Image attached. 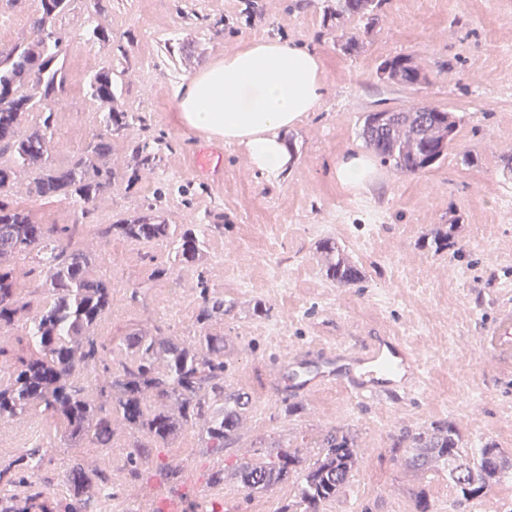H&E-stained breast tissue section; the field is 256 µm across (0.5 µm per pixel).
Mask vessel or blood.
<instances>
[{"instance_id":"vessel-or-blood-1","label":"vessel or blood","mask_w":512,"mask_h":512,"mask_svg":"<svg viewBox=\"0 0 512 512\" xmlns=\"http://www.w3.org/2000/svg\"><path fill=\"white\" fill-rule=\"evenodd\" d=\"M481 341L498 373L512 375V303L498 305ZM271 375L276 385L293 388L305 400L333 389L378 407L405 406L424 384L417 352L399 337L380 336L355 347L319 343L277 353Z\"/></svg>"}]
</instances>
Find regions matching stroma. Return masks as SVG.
<instances>
[{
  "label": "stroma",
  "mask_w": 512,
  "mask_h": 512,
  "mask_svg": "<svg viewBox=\"0 0 512 512\" xmlns=\"http://www.w3.org/2000/svg\"><path fill=\"white\" fill-rule=\"evenodd\" d=\"M74 0L56 26L67 85L49 103L54 112L49 161L65 168L103 133V109L74 61L91 56L117 76L119 107L133 113L112 136L111 194L91 204L90 223L140 216L157 192L170 224H220L203 267L179 266L154 283L145 306L131 307L127 289L149 280L141 247L119 240L105 247L95 272L112 282L106 326L152 319L170 334H192L198 271L233 310L224 333L235 345L231 382L253 391L255 411L240 442L226 449L234 461L255 440L311 441L344 424L360 444L352 477L325 512H414L410 489L424 490L433 512L456 493L446 471L416 472L392 453V435L436 421L453 422L465 450L479 454L495 442L512 456V379L498 375L480 345L499 300L512 295V0H385L372 28L327 12L335 0ZM38 0L16 6L0 0V51L29 39ZM99 24L108 44L89 40ZM358 35L359 46L345 41ZM286 38L323 57L326 92L318 108L285 132L292 159L278 176L254 172L242 149L227 144L210 170L191 163L201 141L175 119L180 87L252 39ZM403 54L427 79L413 86L387 82L377 67ZM439 107L457 120L445 159L417 173L379 165L380 180L365 191L336 181V164L365 151L359 132L366 113ZM160 141L154 171L130 181L134 142ZM383 221L371 225L372 215ZM453 228L454 245L434 253L435 229ZM330 239L362 266L365 280L340 286L327 279L319 241ZM264 299L269 316L251 315ZM403 336L418 351L425 386L408 407L375 409L335 391L281 420L269 389L271 357L283 346L305 348L318 337L356 344L372 336ZM291 487L247 496L224 485V512H275Z\"/></svg>",
  "instance_id": "1"
}]
</instances>
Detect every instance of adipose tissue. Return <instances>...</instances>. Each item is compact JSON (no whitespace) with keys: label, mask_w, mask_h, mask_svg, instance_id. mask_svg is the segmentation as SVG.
Returning a JSON list of instances; mask_svg holds the SVG:
<instances>
[{"label":"adipose tissue","mask_w":512,"mask_h":512,"mask_svg":"<svg viewBox=\"0 0 512 512\" xmlns=\"http://www.w3.org/2000/svg\"><path fill=\"white\" fill-rule=\"evenodd\" d=\"M323 95L321 54L266 38L244 43L191 77L175 108L187 131L240 147L253 171L272 176L291 159L283 131L314 111ZM336 180L351 191L377 182L371 159L358 152L338 161Z\"/></svg>","instance_id":"adipose-tissue-1"}]
</instances>
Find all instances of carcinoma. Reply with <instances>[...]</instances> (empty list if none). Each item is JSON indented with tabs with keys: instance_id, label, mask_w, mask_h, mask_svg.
<instances>
[{
	"instance_id": "carcinoma-1",
	"label": "carcinoma",
	"mask_w": 512,
	"mask_h": 512,
	"mask_svg": "<svg viewBox=\"0 0 512 512\" xmlns=\"http://www.w3.org/2000/svg\"><path fill=\"white\" fill-rule=\"evenodd\" d=\"M383 0H336L334 13L371 17ZM73 0H39L32 21L33 37L0 52V143L11 160L0 164V420L20 421L40 415L53 425V436L69 448H90L95 456L72 455L67 480L58 485L41 473L56 447L38 445L0 462V512H44L49 502H61L60 512H92L104 491L119 498L145 475L155 473L167 484H185L181 461L161 459L159 448H172L186 429L195 447L216 459L207 486L231 478L249 496L266 495L283 484L293 498L276 512H323L348 482L359 444L349 432L330 426L301 447L264 439L256 443L267 453L242 455L224 463V449L238 443L244 420L255 401L229 381L230 344L213 325L231 307L209 288L204 275L196 283L198 333L172 336L159 326L152 330L97 333L109 314L112 285L104 275L92 274L96 254L85 247L93 235L104 243L121 240L148 248L158 242L170 247L168 260L156 262L149 280L160 281L183 264H198L210 238L224 234L222 224H168L155 203L131 221L117 224H40L7 191L16 184L18 170L30 171L27 193L47 201H67L85 207L112 189L115 174L105 165L112 144L96 137L91 150L69 167L49 164L53 112L47 101L63 87L60 59L62 33L56 21ZM385 78L404 85L425 79L420 66L407 55L383 62ZM91 96L108 107L105 126L118 132L134 122L130 112L114 107L112 69L95 71ZM456 121L438 108L428 113L379 112L367 115L361 137L384 164L403 173L433 166L434 154L444 157L455 139ZM161 144L141 141L131 152L130 170L137 177L157 165ZM326 277L342 286L361 283L365 275L327 239L318 244ZM37 257L27 271L35 284L21 283L5 257ZM126 450L122 473L107 468L99 455L117 440ZM318 452L306 454L303 448ZM393 451H403L415 470L448 469L457 504L475 500L473 493L488 489L512 469V458L488 443L478 457L462 451L453 423L403 429L393 437ZM23 488V495L15 493Z\"/></svg>"
}]
</instances>
